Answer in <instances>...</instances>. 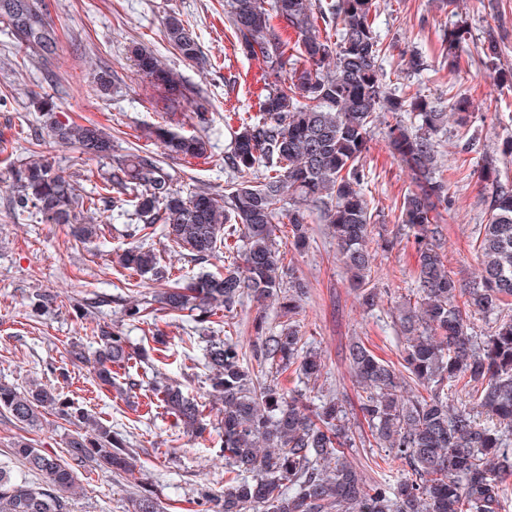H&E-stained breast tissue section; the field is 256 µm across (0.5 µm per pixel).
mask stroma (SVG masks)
Segmentation results:
<instances>
[{
    "mask_svg": "<svg viewBox=\"0 0 512 512\" xmlns=\"http://www.w3.org/2000/svg\"><path fill=\"white\" fill-rule=\"evenodd\" d=\"M45 2L59 35L51 59L26 56L0 25V382L23 388L37 378L54 386L62 397L111 425L139 452L147 481L160 494L166 512H196L200 488L224 485V454L215 430L220 414L211 402L202 366L204 341L182 343L190 326L188 317L167 315L165 332L171 350L158 370L203 402L210 428L199 437L176 433L172 417L149 405L141 392L122 394L100 385L92 364L71 365L65 354L67 344L90 342L91 331L99 323L117 326L132 344H141L143 325L124 321L117 299L128 295L129 285H140L145 292L157 290L158 285L117 263L118 254L135 244L124 234L127 217L112 216L105 238L90 244L75 242L62 224L14 219L9 210L11 171L34 147L68 174L99 166L73 150L46 146L38 110L41 100H53L58 110L77 123L92 122L103 128L112 137L113 155L136 149L163 158L159 142L146 137L147 128L163 116L173 130L192 133L189 101L200 97L213 114L207 132L208 156L164 158L165 167L183 193L199 187L223 191L230 179L224 153L238 127V114L259 110L263 64L236 46L224 15V0ZM170 12L186 22L203 63L185 60L169 43L161 20ZM461 18L466 19L471 37L463 46L459 66L452 69L442 38ZM375 25L393 45L379 69L389 93L420 92L441 112L449 111L460 96L469 99L473 141L461 140L451 123L440 134L438 145L452 198L450 210L441 219L443 252L455 278L468 284L480 269L475 238L486 219L490 193L478 170L484 154L497 153L502 142L512 138V91L499 87L483 69L482 44L487 32L499 35L500 63L512 68V0H460L455 14L445 0H377ZM136 46L180 75L187 102L171 105L166 90L152 85L138 70L132 57ZM414 52L422 55L426 65L417 74L406 68ZM102 75L110 88L98 96L94 88ZM391 119V114H383L362 160L364 191L373 208L370 247L372 284L381 296L378 306L368 310L360 304L319 214L311 216L310 245L305 252L292 250L287 231L278 233L279 247L287 253L288 276L303 280L309 288L295 317L300 333L326 365V388L351 405L357 397L346 360L350 341L361 338L378 357L397 361L395 317L400 304L414 296L418 254L400 229L395 206L411 189V175L388 146L385 125ZM387 239L394 240V248H384ZM37 291L50 292L55 298L52 310L40 317L33 316L28 306L30 295ZM91 293L110 297V304L85 319L76 318L71 302ZM74 430L73 424L47 412L34 428L0 414V466L37 481V474L28 473L13 457V444L24 438L62 457ZM136 490V480L125 474L86 468L70 512H127Z\"/></svg>",
    "mask_w": 512,
    "mask_h": 512,
    "instance_id": "35a3bbf8",
    "label": "stroma"
}]
</instances>
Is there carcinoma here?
<instances>
[{"instance_id": "1", "label": "carcinoma", "mask_w": 512, "mask_h": 512, "mask_svg": "<svg viewBox=\"0 0 512 512\" xmlns=\"http://www.w3.org/2000/svg\"><path fill=\"white\" fill-rule=\"evenodd\" d=\"M375 0H225L224 13L239 50L265 66L260 112L239 118L224 169L233 174L224 193L206 188L183 195L153 156L129 153L112 158V140L94 124L82 125L66 113L43 109L50 143L88 158L111 160L97 174L95 191L82 192L81 175H66L40 155L18 160L12 205L44 224H66L71 236L91 242L103 236L96 216L127 202L135 222L129 236L141 241L162 233L193 262L227 253L222 272L199 273L172 281L153 249L139 245L119 264L155 282L173 286L124 300L121 314L133 323L159 313H191V334L206 340L204 364L213 400L223 405L220 438L224 489L200 492L201 512H500L506 482L512 478V186L499 180V159L485 157L481 178L492 186L486 223L476 238L481 271L462 285L442 252L440 210H448V183L442 177L437 138L448 116L469 132L467 98L455 112L437 111L420 93L394 97L379 77L387 56L375 28ZM278 20L295 39L274 33ZM0 23L19 46L43 59L56 50L57 34L44 0H0ZM334 33H320V26ZM166 35L189 61L201 60L198 43L177 14L164 18ZM469 33L462 20L443 39L448 66L457 64ZM483 65L499 85L512 89V69L499 63V42L488 31ZM136 65L164 86L174 99L188 100L179 74L156 57L134 50ZM382 112H406L387 126L389 146L412 172L414 189L403 196L399 221L411 233L418 253L414 272L416 301L399 316L400 361H385L360 340L346 359L358 388L359 411L376 447L405 468L388 479L370 481L352 454L355 431L343 401L317 385L323 364L306 345L294 316L307 285L284 278L285 252L276 231L288 224L293 245L303 249L308 220L318 210L330 224L340 262L359 300L378 305L371 283L368 249L373 212L363 184L362 160ZM149 134L169 156L207 157V141L165 124ZM292 204L281 206L284 196ZM250 299L258 306L249 347L231 335L213 338L214 326L229 325L237 307ZM278 305L276 332L267 327L265 306ZM474 315L495 319L493 332L473 336ZM98 344L95 377L111 387L126 378L127 390L147 388L174 427L206 430L203 404L183 385L158 375L137 380L131 371L164 352L161 330L153 345L133 350L122 331L92 330ZM293 377L292 386L282 378ZM426 394H417L412 386ZM468 400L456 401L458 388ZM85 432L67 441L68 459L19 440L14 452L41 476L32 484L0 466V512H70V495L87 466L135 474L137 455L112 427L61 397L55 388L30 381L20 390L0 383V410L34 427L39 409ZM154 488L144 485L130 498L132 512H163Z\"/></svg>"}]
</instances>
